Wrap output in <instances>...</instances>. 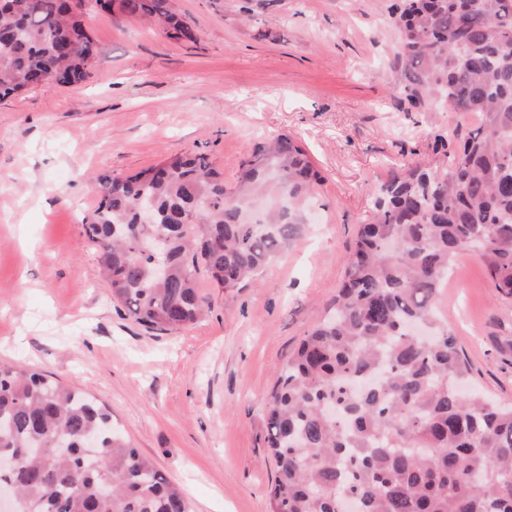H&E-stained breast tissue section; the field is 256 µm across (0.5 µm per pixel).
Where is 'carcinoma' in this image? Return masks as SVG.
Here are the masks:
<instances>
[{
  "mask_svg": "<svg viewBox=\"0 0 512 512\" xmlns=\"http://www.w3.org/2000/svg\"><path fill=\"white\" fill-rule=\"evenodd\" d=\"M169 38L194 40L169 0H0V98L89 76V2ZM401 94L459 119L448 166H407L373 192L328 315L276 371L266 412L277 475L269 512H512V405L462 389L470 367L434 299L457 255L512 300V0H394ZM480 125L462 131L467 116ZM236 183L196 153L98 178L82 219L112 300L135 322L178 331L231 296L306 230L324 177L290 135L258 144ZM154 208L151 224L140 204ZM161 244L158 280L147 249ZM98 438L89 448L85 439ZM0 469L12 512H193L188 498L90 395L0 365Z\"/></svg>",
  "mask_w": 512,
  "mask_h": 512,
  "instance_id": "carcinoma-1",
  "label": "carcinoma"
}]
</instances>
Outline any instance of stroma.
<instances>
[{
	"instance_id": "1",
	"label": "stroma",
	"mask_w": 512,
	"mask_h": 512,
	"mask_svg": "<svg viewBox=\"0 0 512 512\" xmlns=\"http://www.w3.org/2000/svg\"><path fill=\"white\" fill-rule=\"evenodd\" d=\"M391 2L170 0L191 41L97 13L89 78L0 102V364L105 404L194 512H268L276 369L332 304L375 183L413 163H448L435 137L452 113L416 111L401 94ZM282 133L327 178L309 232L234 295L201 282L213 309L196 324L136 323L81 231L97 177L195 152L230 185L254 144ZM435 305L471 385L512 403V301L495 297L465 252Z\"/></svg>"
}]
</instances>
